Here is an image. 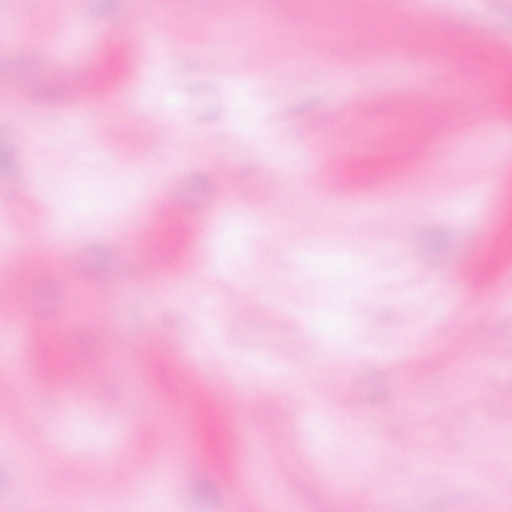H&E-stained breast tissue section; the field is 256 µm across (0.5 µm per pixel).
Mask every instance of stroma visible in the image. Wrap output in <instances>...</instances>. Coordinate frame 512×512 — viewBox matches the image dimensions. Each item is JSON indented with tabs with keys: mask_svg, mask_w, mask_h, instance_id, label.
<instances>
[{
	"mask_svg": "<svg viewBox=\"0 0 512 512\" xmlns=\"http://www.w3.org/2000/svg\"><path fill=\"white\" fill-rule=\"evenodd\" d=\"M155 7L180 46L149 72L129 68L104 102L24 97L0 106V184L15 189L0 211V250L30 242L48 271L23 291L0 286V301L18 303L52 333L69 319L51 276L65 255L82 261L89 281L122 284L112 301L94 303L100 330L67 334L81 369L72 387L80 405L71 412L38 393L36 342L9 330L24 381L13 410L0 409V447L19 456L21 470L0 472V512H93L95 497L123 512L115 484L145 471L164 442L185 469L164 481L154 512H232L233 496L251 484L253 512H479L483 488L472 473L512 449V426L482 406L490 396L512 409V0H429L424 14L386 0L379 23L359 33L366 46L381 29L399 42L442 33V58L473 64L470 78L450 86L430 82L428 62L382 75L328 36L289 42L309 0H275L271 24L259 31L269 69L257 76L215 49L236 39L215 23L244 12L243 0H71L75 41L32 56L19 85L79 80L113 21L145 18ZM58 8L57 0H0V42L11 46L0 69L27 41L57 39L53 30L13 38L6 18ZM294 68L305 78L290 77ZM474 77L484 83L475 99L466 95ZM367 90L376 110L356 120L348 147H337V126ZM423 94L433 108L419 109ZM456 107L460 123L452 126L447 111ZM166 113L175 122L164 141L141 142L142 127ZM116 119L124 138L107 134ZM16 122L35 132L34 142L10 139L6 128ZM418 134L429 148H417ZM215 150L226 161L225 183L248 185L247 200L212 196L205 160ZM146 163L154 179L134 181ZM295 170L294 203L267 205L268 184ZM161 199L197 226L185 261L161 272L159 286L123 284L140 253L137 242L117 244L124 227L114 210L142 215ZM323 204L340 210L341 223H320ZM35 211L61 216L64 228L43 236L28 222ZM384 219L423 230L382 240L373 227ZM273 235L280 249L265 248ZM433 257L444 266L427 283L420 271ZM239 294L265 308L266 319L230 313ZM416 299L424 315L411 320L405 310ZM329 311L341 334L317 324ZM154 335L168 339L169 356L145 361L134 376L120 373L125 351ZM336 350L342 358L316 375L317 357ZM199 361L231 365L233 385L268 396L264 412L254 418L243 406L209 428L189 414L170 426L178 389L202 388L192 370ZM104 368L114 371L106 402L88 383ZM461 397L473 405L466 418L454 411ZM346 399L355 416L343 414ZM400 417L412 445L397 433ZM439 448L454 458L434 460ZM366 472L375 479L371 497L356 484Z\"/></svg>",
	"mask_w": 512,
	"mask_h": 512,
	"instance_id": "1",
	"label": "stroma"
}]
</instances>
